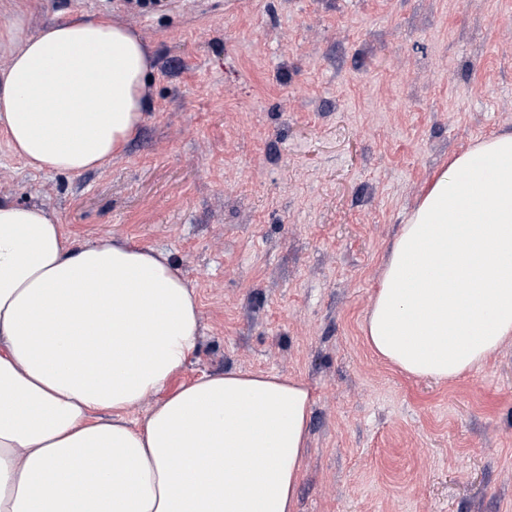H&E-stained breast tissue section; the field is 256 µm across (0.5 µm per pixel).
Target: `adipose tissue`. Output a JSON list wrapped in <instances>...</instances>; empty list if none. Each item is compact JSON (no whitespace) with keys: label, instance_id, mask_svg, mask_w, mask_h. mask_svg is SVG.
Masks as SVG:
<instances>
[{"label":"adipose tissue","instance_id":"1","mask_svg":"<svg viewBox=\"0 0 512 512\" xmlns=\"http://www.w3.org/2000/svg\"><path fill=\"white\" fill-rule=\"evenodd\" d=\"M0 49V129L27 167L78 175L125 149L153 71L137 34L77 18L10 30ZM363 333L438 382L512 340L511 133L434 178ZM197 341L194 293L161 253L81 244L45 209L0 200V512H295L309 387L231 370L167 393Z\"/></svg>","mask_w":512,"mask_h":512}]
</instances>
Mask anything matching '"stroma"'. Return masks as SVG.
Here are the masks:
<instances>
[{
  "label": "stroma",
  "instance_id": "35a3bbf8",
  "mask_svg": "<svg viewBox=\"0 0 512 512\" xmlns=\"http://www.w3.org/2000/svg\"><path fill=\"white\" fill-rule=\"evenodd\" d=\"M99 15L153 58L139 129L79 176L27 168L0 133V199L179 267L200 336L170 389L227 370L309 386L297 512H512V340L438 383L362 333L434 174L512 133V0H41L0 31Z\"/></svg>",
  "mask_w": 512,
  "mask_h": 512
}]
</instances>
